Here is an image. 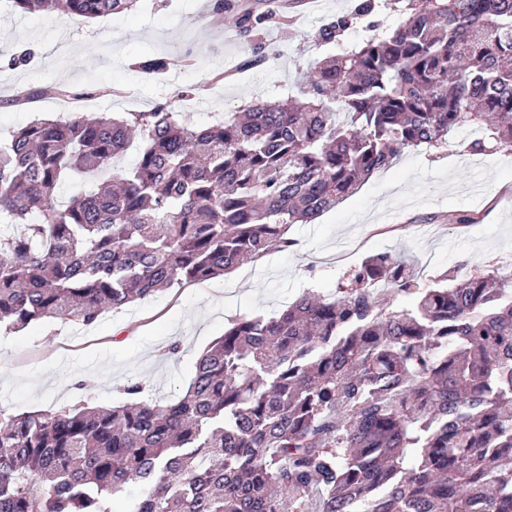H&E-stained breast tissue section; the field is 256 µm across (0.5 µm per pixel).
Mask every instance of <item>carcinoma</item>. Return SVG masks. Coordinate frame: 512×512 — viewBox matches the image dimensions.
<instances>
[{"mask_svg": "<svg viewBox=\"0 0 512 512\" xmlns=\"http://www.w3.org/2000/svg\"><path fill=\"white\" fill-rule=\"evenodd\" d=\"M77 20L138 0H10ZM402 23L318 60L305 98L253 102L196 128L171 104L36 119L0 145V324L93 323L295 242L404 148L512 154V0H405ZM285 16L242 11L252 45ZM99 98L98 84L51 87ZM130 167L116 160L131 146ZM72 171L92 187L65 205ZM390 295L411 298L394 310ZM0 410V512H512V272L420 287L367 257L336 295L240 316L182 396Z\"/></svg>", "mask_w": 512, "mask_h": 512, "instance_id": "cac0c4a2", "label": "carcinoma"}]
</instances>
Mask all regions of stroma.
Here are the masks:
<instances>
[{"label":"stroma","instance_id":"obj_1","mask_svg":"<svg viewBox=\"0 0 512 512\" xmlns=\"http://www.w3.org/2000/svg\"><path fill=\"white\" fill-rule=\"evenodd\" d=\"M379 9L358 17L360 0H322L318 12L292 0L288 22L260 38L261 70H244V40L235 12L215 19L211 0H138L128 11L90 21L62 14H21L0 0V140L34 116L68 118L61 101L14 105L23 92L55 84L121 87L101 99V111L140 112L193 89L189 120L197 126L238 112L254 101L298 93L299 76L331 48L320 29L349 20L343 41L370 36L373 23L396 28L401 12ZM30 50L27 65L10 61ZM162 57L167 68L149 76L136 61ZM223 81H216V74ZM476 133L460 130L450 151L405 148L391 168L372 175L355 193L307 224L288 230L291 250L273 251L203 284H180L90 325L42 321L0 331V409L9 414L70 407L91 399L102 406L126 400L127 382H145L147 397L176 400L195 363L230 319L272 316L304 293L335 291L363 259L390 253L411 260L419 283L431 285L461 263L482 265L512 253V155H475ZM86 380L91 390L76 389Z\"/></svg>","mask_w":512,"mask_h":512}]
</instances>
